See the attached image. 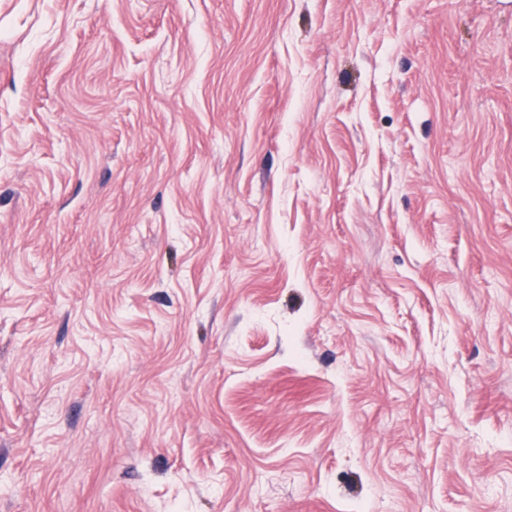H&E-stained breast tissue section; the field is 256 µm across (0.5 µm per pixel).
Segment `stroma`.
Masks as SVG:
<instances>
[{
    "label": "stroma",
    "mask_w": 512,
    "mask_h": 512,
    "mask_svg": "<svg viewBox=\"0 0 512 512\" xmlns=\"http://www.w3.org/2000/svg\"><path fill=\"white\" fill-rule=\"evenodd\" d=\"M0 512H512V0H0Z\"/></svg>",
    "instance_id": "stroma-1"
}]
</instances>
